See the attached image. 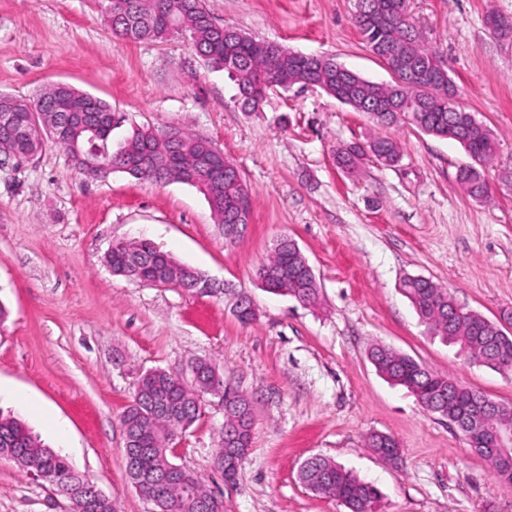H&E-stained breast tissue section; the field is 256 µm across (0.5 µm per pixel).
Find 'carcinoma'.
<instances>
[{"instance_id": "cac0c4a2", "label": "carcinoma", "mask_w": 512, "mask_h": 512, "mask_svg": "<svg viewBox=\"0 0 512 512\" xmlns=\"http://www.w3.org/2000/svg\"><path fill=\"white\" fill-rule=\"evenodd\" d=\"M356 12L374 16V20L358 24L363 41L370 51L388 54L392 67L404 78L402 86L383 84L339 70L331 58L313 60L288 51V48L249 36L240 37L234 29L216 25L204 8L202 0H109L106 18L112 34L128 42L169 40L181 37L213 69L224 70L236 82L243 105L252 111L260 109L264 96L255 86L287 90L296 84L312 83L331 97L341 95L345 104L357 112L366 108L369 119L380 128H392L403 120L394 108L400 95L409 93L419 100L409 115V124L421 131L460 144L471 164L458 169L456 181L474 198L484 196L488 185L482 169L496 158L497 141L482 121L466 116L468 109L459 105L448 109V91L455 89L449 69L439 71L434 63L441 61L423 31L401 20L407 13V0H355ZM65 95L75 112H95L104 124L96 140L101 166L91 170L75 164L89 179H101L128 163L136 164L131 177L149 182L158 181L166 171L177 181L196 188L207 200L218 224L234 223V214L226 202L239 191L238 184L222 173L204 176L199 160L210 153L212 145L192 134L174 129V139L166 140L167 131L136 128L112 150V106L74 87L52 85L39 94L49 109L56 97ZM10 113L12 120L0 124V155L10 153L35 155L42 150L46 130L31 128L28 102L0 93V113ZM376 149L374 156L386 165L401 161L398 143L387 136L368 142ZM363 147L352 144L337 153L336 161L349 170L363 159ZM156 248L148 240H130L112 244L105 255L108 267L137 278L141 268L156 261ZM299 256L286 260L285 244L279 243L256 271L271 286L269 292L286 294L298 302L315 306L320 299L316 278L306 276ZM403 291L418 317L437 335L459 347L466 357L497 370L491 360L496 351L512 368V336L499 331V326L484 316L466 310L453 301L446 289L431 280L407 277ZM370 355L387 381L413 393L423 407L442 394H453L455 404L473 402L479 391L455 382L448 376L423 369L417 371L416 360L410 356L372 348ZM201 381L224 385L222 375L205 360L193 362ZM200 415V402L193 389L179 376L162 369L142 374L133 397L122 414V427L129 447L139 449L136 461H126L130 484L145 499L159 498L155 505L160 512H200L197 495L204 489L203 481L193 472L181 468L175 475L163 478L156 473L158 464L170 459L169 439L180 429L191 426ZM0 459L14 463L29 473L42 470L46 482L58 491L84 495L89 480L76 472L67 460L34 436L15 417L0 416ZM300 482L310 491L334 498L349 512H377L381 501L379 489L359 478L353 471L322 456L307 459L298 472Z\"/></svg>"}]
</instances>
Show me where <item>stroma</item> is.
<instances>
[{"mask_svg":"<svg viewBox=\"0 0 512 512\" xmlns=\"http://www.w3.org/2000/svg\"><path fill=\"white\" fill-rule=\"evenodd\" d=\"M217 25L307 55H329L369 80L391 73L365 46L354 0H203ZM450 69L460 101L494 132L490 194L470 199L456 172V142L404 124L390 129L398 165L367 158L347 173L338 148L376 134L365 113L321 90L270 91L248 112L236 86L177 39H115L102 0H0V93L34 99L66 83L112 106V145L133 128L177 127L235 164L252 196L250 224L226 240L194 187L113 173L85 178L46 143L34 158L0 164V385L28 395L0 402L76 471L112 496L117 512H154L128 485L121 416L137 379L160 368L188 376L204 359L256 414L237 486L214 468L224 410L204 396L202 415L178 432L176 460L224 500V512H347L298 480L321 455L381 492L380 512H512V484L496 480L447 419L391 385L368 357L382 344L490 398L512 403V372L474 363L434 335L401 289L405 276L447 288L461 307L506 325L512 312V43L488 12L512 0H408ZM284 236L321 286L317 306L271 293L255 272ZM144 237L218 282L199 294L114 275L113 243ZM256 318L242 323L239 297ZM67 425L59 444L51 418ZM395 438L402 460L381 459L371 435ZM46 482L0 460V512H63Z\"/></svg>","mask_w":512,"mask_h":512,"instance_id":"1","label":"stroma"}]
</instances>
